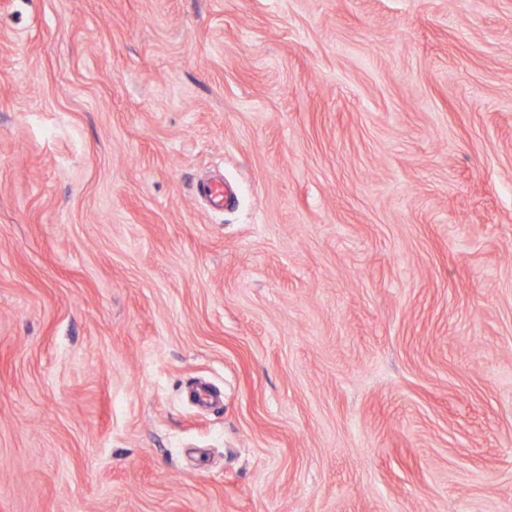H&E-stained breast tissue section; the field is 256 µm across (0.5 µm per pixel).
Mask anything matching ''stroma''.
Masks as SVG:
<instances>
[{
	"label": "stroma",
	"instance_id": "1",
	"mask_svg": "<svg viewBox=\"0 0 512 512\" xmlns=\"http://www.w3.org/2000/svg\"><path fill=\"white\" fill-rule=\"evenodd\" d=\"M0 512H512V0H0Z\"/></svg>",
	"mask_w": 512,
	"mask_h": 512
}]
</instances>
